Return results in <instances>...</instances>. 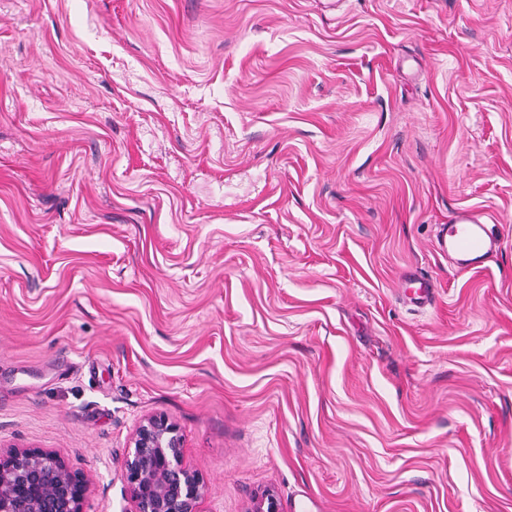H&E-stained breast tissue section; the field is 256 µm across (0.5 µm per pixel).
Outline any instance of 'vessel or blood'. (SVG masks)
Returning <instances> with one entry per match:
<instances>
[{
  "label": "vessel or blood",
  "instance_id": "b4317fda",
  "mask_svg": "<svg viewBox=\"0 0 512 512\" xmlns=\"http://www.w3.org/2000/svg\"><path fill=\"white\" fill-rule=\"evenodd\" d=\"M446 230L448 251L459 268L481 266L495 248L487 232L484 213L470 210L455 212Z\"/></svg>",
  "mask_w": 512,
  "mask_h": 512
}]
</instances>
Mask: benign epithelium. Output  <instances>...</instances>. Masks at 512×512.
Wrapping results in <instances>:
<instances>
[{
	"instance_id": "benign-epithelium-1",
	"label": "benign epithelium",
	"mask_w": 512,
	"mask_h": 512,
	"mask_svg": "<svg viewBox=\"0 0 512 512\" xmlns=\"http://www.w3.org/2000/svg\"><path fill=\"white\" fill-rule=\"evenodd\" d=\"M123 478L135 512H202L207 487L182 465L183 436L164 415L141 419ZM89 478L39 448L0 449V512H83Z\"/></svg>"
}]
</instances>
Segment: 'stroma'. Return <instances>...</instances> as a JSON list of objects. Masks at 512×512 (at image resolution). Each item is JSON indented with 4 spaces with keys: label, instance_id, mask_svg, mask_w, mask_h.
<instances>
[{
    "label": "stroma",
    "instance_id": "1",
    "mask_svg": "<svg viewBox=\"0 0 512 512\" xmlns=\"http://www.w3.org/2000/svg\"><path fill=\"white\" fill-rule=\"evenodd\" d=\"M153 414L204 512H512V0H0V445L134 512ZM484 218L482 212L462 210L453 213L445 225L448 253L461 270L481 266L495 248Z\"/></svg>",
    "mask_w": 512,
    "mask_h": 512
}]
</instances>
